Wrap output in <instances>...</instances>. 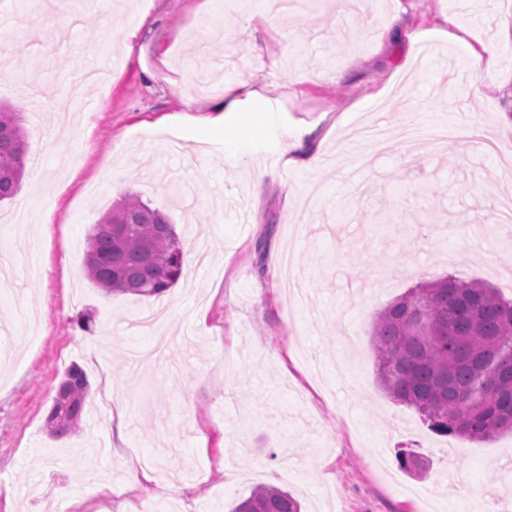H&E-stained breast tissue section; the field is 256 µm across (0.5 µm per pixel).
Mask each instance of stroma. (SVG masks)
<instances>
[{
  "instance_id": "1",
  "label": "stroma",
  "mask_w": 512,
  "mask_h": 512,
  "mask_svg": "<svg viewBox=\"0 0 512 512\" xmlns=\"http://www.w3.org/2000/svg\"><path fill=\"white\" fill-rule=\"evenodd\" d=\"M76 26L0 0L13 36L0 102L28 143L18 194L38 224L18 238L0 202V512H230L260 484L302 512H484L512 485V434L471 441L430 429L376 376L372 325L417 284L448 275L512 299V0H69ZM458 23L445 36L446 17ZM399 21L414 42L381 43ZM435 48L430 60L427 48ZM498 75L480 93L476 52ZM123 58L109 92L83 90L60 125L41 83L64 91ZM343 79H336L338 68ZM238 102L213 109L216 91ZM267 120L255 134L248 118ZM458 128L447 147L438 139ZM316 168L289 164L295 138ZM261 182H253V170ZM133 194L166 213L184 248L158 296L109 294L83 276L93 224ZM293 253L304 300L282 286ZM88 327H81L82 318ZM91 385L79 429H46L64 372ZM137 426L116 432L112 393ZM430 459L424 479L397 453ZM155 456L153 483L107 500L108 477Z\"/></svg>"
}]
</instances>
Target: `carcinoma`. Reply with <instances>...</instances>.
Here are the masks:
<instances>
[{"mask_svg": "<svg viewBox=\"0 0 512 512\" xmlns=\"http://www.w3.org/2000/svg\"><path fill=\"white\" fill-rule=\"evenodd\" d=\"M0 201L18 192L26 156L20 112L0 106ZM183 272V250L166 213L134 195L108 210L87 237L85 278L108 292L155 296ZM381 386L446 435L491 439L512 433V300L480 281L447 276L411 289L381 310L373 324ZM89 381L69 367L60 381L46 428L55 437L79 428ZM400 467L422 479L428 470L411 451ZM233 512H300L299 502L274 486L256 487Z\"/></svg>", "mask_w": 512, "mask_h": 512, "instance_id": "1", "label": "carcinoma"}]
</instances>
